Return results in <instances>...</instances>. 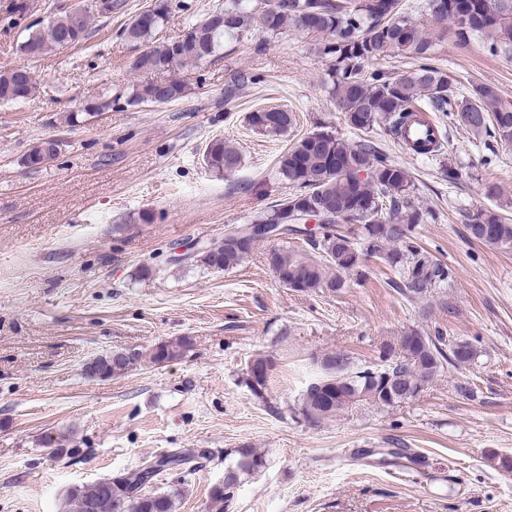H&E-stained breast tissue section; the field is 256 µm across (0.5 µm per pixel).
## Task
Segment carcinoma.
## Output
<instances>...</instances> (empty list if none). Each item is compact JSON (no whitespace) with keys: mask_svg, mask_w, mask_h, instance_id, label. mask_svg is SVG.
I'll use <instances>...</instances> for the list:
<instances>
[{"mask_svg":"<svg viewBox=\"0 0 512 512\" xmlns=\"http://www.w3.org/2000/svg\"><path fill=\"white\" fill-rule=\"evenodd\" d=\"M115 7L112 0L81 5L83 24L76 28L74 8L58 3L47 24L24 27L26 35L18 49L30 58H40L66 45H77L87 38L94 11L110 13ZM430 8L434 21L458 41L479 37L492 55L512 50V0H430ZM29 11V0H7V27H16ZM152 15L149 21L134 17L122 31L128 41L144 46L132 69L152 75L130 86L126 93L129 106L170 104L186 97L185 82L163 74L174 66L205 62L226 37L239 38L255 28L280 33L292 27L329 36L321 53L334 59L329 73L332 94L354 129L367 132L383 123L397 136L422 97L429 111L448 116V124L512 144V103L502 102L491 84L478 85L463 95L456 76L432 64V41L420 24L403 12L401 0H224L179 36L175 47L178 59L171 67L165 66L156 45L158 31L169 17L168 0H157ZM390 52L409 54L418 64L392 73L366 72L371 62ZM35 91L36 80L28 69L0 71V103L26 101ZM110 106L112 98L102 96L80 111L67 113L65 122L77 126L85 117ZM247 122L260 134L280 136L288 132L293 117L283 110H258L248 114ZM59 147L56 141L36 142L25 155L26 164L36 168L51 162ZM204 161L211 170L222 173L236 168L240 156L229 142L215 138L206 147ZM278 172L299 190L274 205L260 222L286 224L300 212L315 210H327L338 217L324 227L320 237L307 241L309 248L290 242V236L300 230L287 228L281 244L265 254L266 263L285 287L300 293L322 288L334 291L344 287L343 275L364 276V262L373 256L399 271L400 278L392 287L413 304L426 301L429 289L452 279V270L412 238L413 227L425 223L429 213L415 204L409 172L374 142L362 139L350 143L328 131L314 132L288 147L278 160ZM467 227L471 238L480 244L512 250V219L497 210L481 208L468 213ZM253 247L252 243L243 248L217 244L191 261L207 270H229L239 266ZM193 347L189 336L166 340L151 349L149 361L182 359ZM477 357L472 342L449 339L439 330L426 335L412 330L395 344H382V365L360 366L348 353L330 351L313 357L321 374L302 391L291 413L317 425L363 403L393 408L402 403V395L415 398L424 392L445 367L468 366ZM141 358L140 353L114 352L92 360L84 374L92 380L121 375ZM274 366L273 355L261 354L254 360L256 371L245 373L243 381L270 412L280 415L282 411L267 397ZM204 455L191 449L172 451L127 472L123 480L104 478L89 486H77L70 490L69 500L74 512H175L178 490L157 492L148 487L164 471H193L192 462ZM264 465L265 455L253 448L226 451L224 480L210 496L216 512H224L242 481Z\"/></svg>","mask_w":512,"mask_h":512,"instance_id":"carcinoma-1","label":"carcinoma"}]
</instances>
